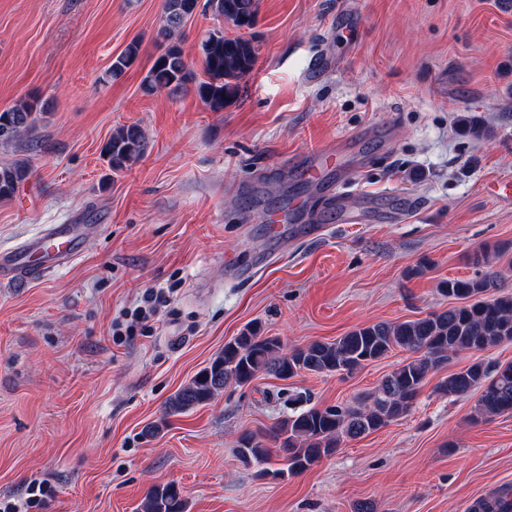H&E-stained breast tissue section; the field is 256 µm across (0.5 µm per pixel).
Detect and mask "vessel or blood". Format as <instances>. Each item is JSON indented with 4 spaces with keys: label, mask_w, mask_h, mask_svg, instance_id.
<instances>
[{
    "label": "vessel or blood",
    "mask_w": 512,
    "mask_h": 512,
    "mask_svg": "<svg viewBox=\"0 0 512 512\" xmlns=\"http://www.w3.org/2000/svg\"><path fill=\"white\" fill-rule=\"evenodd\" d=\"M83 244L78 228L59 224L25 251L14 253L0 250V283H10L20 277L43 275L61 263L76 257Z\"/></svg>",
    "instance_id": "1"
}]
</instances>
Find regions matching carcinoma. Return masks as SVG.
<instances>
[{"label":"carcinoma","mask_w":512,"mask_h":512,"mask_svg":"<svg viewBox=\"0 0 512 512\" xmlns=\"http://www.w3.org/2000/svg\"><path fill=\"white\" fill-rule=\"evenodd\" d=\"M199 0H164L161 41L163 52L142 80L143 91L176 93L195 83L201 101L220 112L239 93L238 80L251 72L258 57L252 41L243 36L227 37L224 30L205 33L199 43L204 78L197 81L189 70L186 53L174 41L175 34L197 10ZM206 9L217 18L241 27L253 24L258 0H206ZM138 41H131L110 67L112 78L121 77L137 60ZM38 113L25 101L0 110V146H8L35 131ZM463 134L475 140H490L492 131L475 114L458 118ZM145 149V136L135 125L116 129L102 148L114 170H123ZM28 176L23 161L0 165V199L12 197ZM472 264L481 271L472 277L450 278L441 292L458 304L425 317L398 322H376L360 326L334 341H315L306 346L284 348L276 336H265L252 324L224 344L208 365L169 397L164 417L150 424L145 435L155 437L167 426V417L184 414L209 404L226 386L250 384L264 373L280 380L303 372L312 374L352 373L359 367L384 358L396 348L410 353L398 368L385 376L367 401L318 407L308 404L301 393L288 395L291 412L263 433H247L239 439L236 452L246 465L264 466L262 474L274 478L300 474L331 455L341 441L375 432L407 415L431 372L462 353L480 352L512 341V294L487 298L499 288V273L490 265L486 251L476 252ZM439 393L461 397L480 391L476 418L488 420L512 413V362L491 365L481 360L448 373L436 385ZM283 467L270 470L273 457ZM181 489L173 484L151 486L140 505L141 512H186ZM466 512H512V486H504L476 499Z\"/></svg>","instance_id":"obj_1"}]
</instances>
